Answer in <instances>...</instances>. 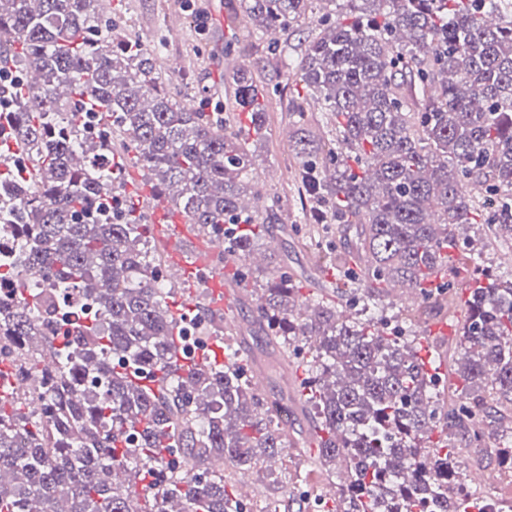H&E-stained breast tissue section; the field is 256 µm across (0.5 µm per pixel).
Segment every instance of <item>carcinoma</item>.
I'll return each mask as SVG.
<instances>
[{"mask_svg":"<svg viewBox=\"0 0 512 512\" xmlns=\"http://www.w3.org/2000/svg\"><path fill=\"white\" fill-rule=\"evenodd\" d=\"M97 0H0V512H248L228 464L250 472L288 450V417L313 413L307 463L343 482L318 512H512L468 490L456 443L487 447L512 469V279H493L457 229L512 237V0H240L262 38L315 33L295 57L268 43L292 90L295 185L311 205L301 224H337L346 250L332 258L309 238L335 285L303 298L288 271L258 283L246 261L275 221L250 143L267 135V94L244 69L219 112L181 106L153 66L154 49L121 41ZM40 82L32 85L28 73ZM318 104L328 133L308 107ZM155 189L204 234L228 238L224 278L251 297L252 326L302 369L294 397L265 401L246 372L252 351L224 344L227 362L191 357L188 330L209 334L224 316L205 301L175 305L166 256L125 194L112 136ZM481 187L475 205L468 190ZM473 283L458 342V399L439 387L441 360L418 355L385 322L390 292L420 297L424 323L443 322L448 274ZM99 315L59 326L82 298ZM189 361L186 369L178 357ZM41 402L39 413L32 403ZM122 467L125 485L113 482Z\"/></svg>","mask_w":512,"mask_h":512,"instance_id":"1","label":"carcinoma"}]
</instances>
